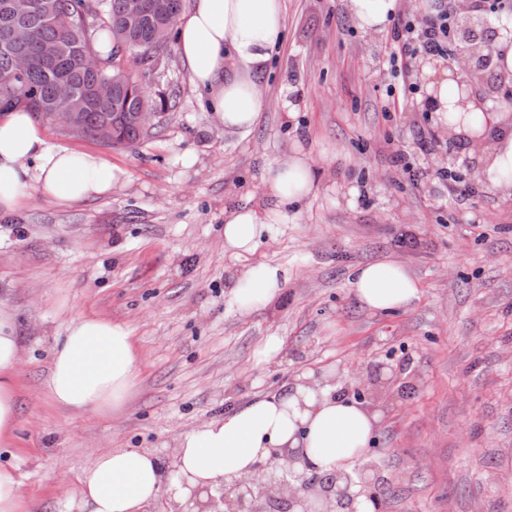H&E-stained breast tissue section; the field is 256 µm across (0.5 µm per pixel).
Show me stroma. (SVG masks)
<instances>
[{
  "label": "stroma",
  "instance_id": "obj_1",
  "mask_svg": "<svg viewBox=\"0 0 512 512\" xmlns=\"http://www.w3.org/2000/svg\"><path fill=\"white\" fill-rule=\"evenodd\" d=\"M284 5L250 133L216 128L178 51L148 73L132 63L170 103L152 136L112 147L44 130L51 145L100 153L123 181L67 206L34 193L0 215V305L22 347L5 460L30 512H68V483L100 452L150 448L172 462L180 433L330 366L341 384L382 391L369 456L383 512H512V195L474 179L470 145L448 138L439 113L387 111L398 80L382 69L386 34L363 33L344 0ZM298 147L312 154L317 191L254 253H225V208L266 206L264 169ZM444 168L465 194L436 179ZM387 257L420 295L373 312L350 271ZM260 263L281 266L285 284L239 311L228 280ZM77 313L126 324L144 357L121 412L72 411L45 394ZM273 336L280 348L264 354Z\"/></svg>",
  "mask_w": 512,
  "mask_h": 512
}]
</instances>
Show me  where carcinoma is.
<instances>
[{
	"instance_id": "cac0c4a2",
	"label": "carcinoma",
	"mask_w": 512,
	"mask_h": 512,
	"mask_svg": "<svg viewBox=\"0 0 512 512\" xmlns=\"http://www.w3.org/2000/svg\"><path fill=\"white\" fill-rule=\"evenodd\" d=\"M39 8L19 21L23 36L34 54L29 69L19 74L13 66L16 46L0 28V112L22 108L39 120L47 112H75L83 135L97 139L101 127L116 126V143L136 145L146 133L135 122L137 112H156L164 101L151 100L145 90L129 87L133 77L122 66L123 53L136 63L152 67L149 52L167 53L173 40V22L183 0H154L156 10L139 25L127 21L128 0H38ZM106 43L101 55L96 44ZM50 46L56 58L45 62L35 56L41 46ZM75 91L66 105L55 102L59 82ZM112 82V95L99 99L97 87Z\"/></svg>"
}]
</instances>
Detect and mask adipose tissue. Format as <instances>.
I'll return each instance as SVG.
<instances>
[{
    "label": "adipose tissue",
    "instance_id": "obj_1",
    "mask_svg": "<svg viewBox=\"0 0 512 512\" xmlns=\"http://www.w3.org/2000/svg\"><path fill=\"white\" fill-rule=\"evenodd\" d=\"M346 7L367 33L384 31L400 0H347ZM178 49L192 84L206 92L217 125L248 133L262 108L254 79L284 40L283 0H193L177 23ZM486 148L477 177L512 191L498 169L512 163V114L487 113L480 128ZM124 176L94 152L48 145L28 112L0 116V213L23 209L36 192L66 206L111 192ZM318 187L310 155L295 149L269 164L262 179L268 204L239 205L224 212V248L251 254L274 220L287 218ZM286 276L277 265L236 271L229 296L247 311L280 293ZM350 285L357 300L375 312L408 307L420 290L406 268L393 260L354 267ZM21 361L11 315L0 308V447L18 431L17 372ZM143 358L125 324L83 314L72 317L54 347L46 394L55 405L84 411H117L135 386ZM382 418L379 408L336 392V372L298 375L280 393L229 408L220 418L181 434L173 463L165 465L148 448H112L77 477L69 512H146L161 494L204 512L217 489L237 488L259 465L287 451L298 453L296 470L350 473L365 454Z\"/></svg>",
    "mask_w": 512,
    "mask_h": 512
}]
</instances>
